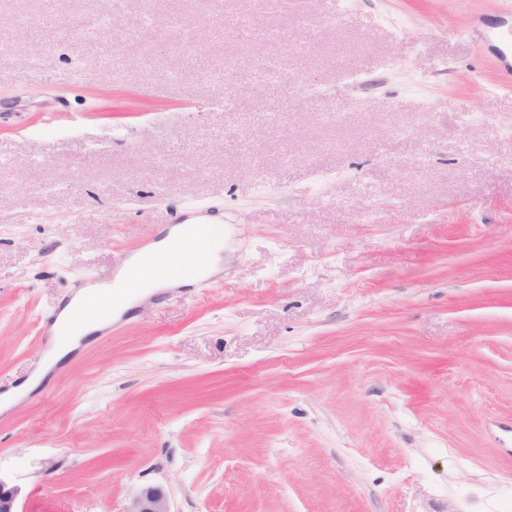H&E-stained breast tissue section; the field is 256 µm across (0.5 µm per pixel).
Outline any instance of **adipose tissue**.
I'll return each mask as SVG.
<instances>
[{"label":"adipose tissue","mask_w":512,"mask_h":512,"mask_svg":"<svg viewBox=\"0 0 512 512\" xmlns=\"http://www.w3.org/2000/svg\"><path fill=\"white\" fill-rule=\"evenodd\" d=\"M208 232L203 224L176 227L128 261L110 284L91 285L76 293L53 324L58 338L54 360L66 357L78 347L81 338L106 326L138 296L168 284L192 282L209 272L211 264L219 260L218 253L210 254L208 264L196 262V250Z\"/></svg>","instance_id":"1"}]
</instances>
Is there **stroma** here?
Masks as SVG:
<instances>
[{"instance_id": "obj_1", "label": "stroma", "mask_w": 512, "mask_h": 512, "mask_svg": "<svg viewBox=\"0 0 512 512\" xmlns=\"http://www.w3.org/2000/svg\"><path fill=\"white\" fill-rule=\"evenodd\" d=\"M43 11L0 0V395L173 215L217 214L224 264L0 409L21 512H512V0ZM228 58L303 85L225 112ZM123 512H172L165 491L161 487L148 486L133 498Z\"/></svg>"}]
</instances>
